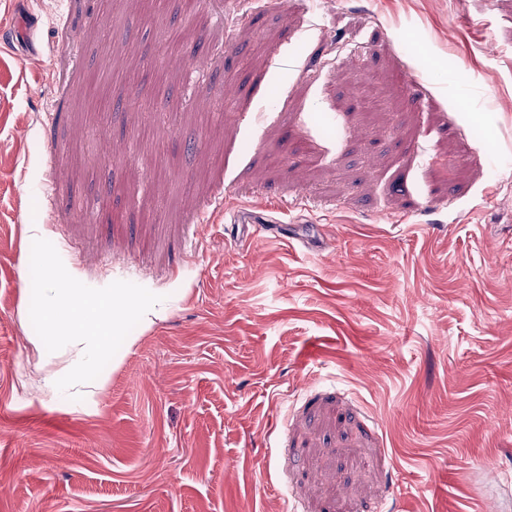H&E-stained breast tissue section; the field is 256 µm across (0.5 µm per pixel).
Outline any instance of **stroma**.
<instances>
[{
	"instance_id": "1",
	"label": "stroma",
	"mask_w": 512,
	"mask_h": 512,
	"mask_svg": "<svg viewBox=\"0 0 512 512\" xmlns=\"http://www.w3.org/2000/svg\"><path fill=\"white\" fill-rule=\"evenodd\" d=\"M47 2L0 0V512H512V0ZM32 224L163 298L79 400Z\"/></svg>"
}]
</instances>
